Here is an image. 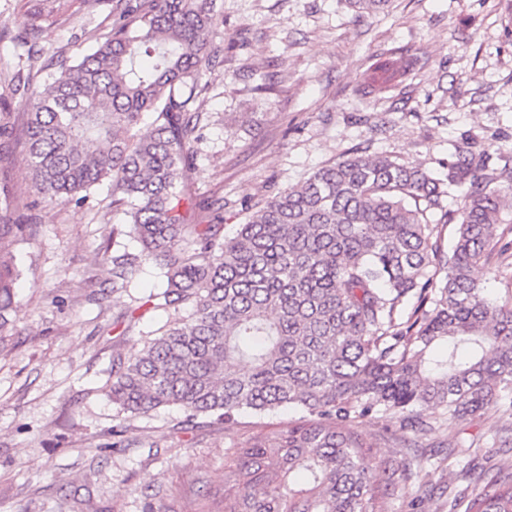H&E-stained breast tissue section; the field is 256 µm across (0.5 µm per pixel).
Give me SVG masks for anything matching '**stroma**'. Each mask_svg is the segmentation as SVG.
Wrapping results in <instances>:
<instances>
[{
  "label": "stroma",
  "mask_w": 512,
  "mask_h": 512,
  "mask_svg": "<svg viewBox=\"0 0 512 512\" xmlns=\"http://www.w3.org/2000/svg\"><path fill=\"white\" fill-rule=\"evenodd\" d=\"M30 0H0V180L13 191L23 236L0 244L16 259L14 329L0 341V512H222L224 450L253 432L283 426L299 410L244 411L227 425L186 423L170 406L120 411L105 392L115 354L141 349L168 318L137 316L139 298L161 292L158 267L141 264L129 288L112 287L114 251L138 253L128 219L112 206L110 181L87 202L35 189L18 78H45L58 57L104 42L120 0H42L54 20L28 31ZM216 56L192 109L196 156L183 176L190 199L224 202L233 236L243 206L296 185L353 153H386L445 177L456 147L512 160V0H392L357 15L343 0H215ZM417 57L408 80L377 96L359 77L372 56ZM120 235H113V228ZM506 255L475 270L492 297L512 292V223ZM378 457L424 473L402 484L390 512H438L446 487L474 451H501L487 475L512 464V413L480 414L424 434L378 415L362 423Z\"/></svg>",
  "instance_id": "35a3bbf8"
}]
</instances>
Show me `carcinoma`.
<instances>
[{
	"label": "carcinoma",
	"instance_id": "cac0c4a2",
	"mask_svg": "<svg viewBox=\"0 0 512 512\" xmlns=\"http://www.w3.org/2000/svg\"><path fill=\"white\" fill-rule=\"evenodd\" d=\"M213 0H128L109 38L23 81L28 159L36 189L83 202L103 179L128 217L138 254L112 255L127 287L144 262L163 290L142 298L167 322L142 349L112 358L108 397L121 411L179 406L226 422L293 406L303 415L224 452V512H389L396 469L359 430L382 414L413 432L420 413L448 424L491 404L512 411V297L489 299L472 275L498 243L512 167L458 149L448 181L390 155H352L264 201L224 237L223 207L185 222L181 180L194 155L191 104L213 63ZM358 14L391 0H346ZM378 61L364 82L380 92L414 65ZM152 122L142 125L144 113ZM451 185H465L443 210ZM457 225L452 247L430 217ZM15 223L0 185V242ZM17 271L0 255V340L13 330ZM448 512H512V473L475 493L448 490Z\"/></svg>",
	"mask_w": 512,
	"mask_h": 512
}]
</instances>
